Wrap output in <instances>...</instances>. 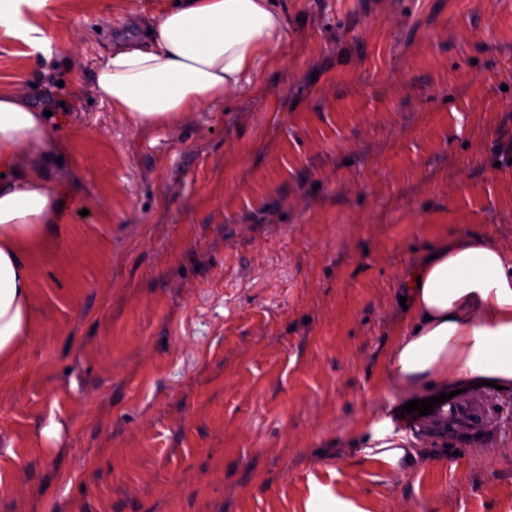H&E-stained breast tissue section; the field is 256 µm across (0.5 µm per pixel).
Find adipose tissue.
<instances>
[{
    "instance_id": "obj_1",
    "label": "adipose tissue",
    "mask_w": 512,
    "mask_h": 512,
    "mask_svg": "<svg viewBox=\"0 0 512 512\" xmlns=\"http://www.w3.org/2000/svg\"><path fill=\"white\" fill-rule=\"evenodd\" d=\"M49 0H0V31L34 51L47 45L24 19ZM284 19L272 0H170L146 48L112 52L95 87L113 111L149 130L249 81L280 44ZM61 120L23 94L0 95V368L8 366L32 320L29 253L63 215L49 167L68 152ZM34 161L17 165L20 153ZM433 260L411 276L403 328L387 362L403 392L492 381L512 391V257L485 238L440 239Z\"/></svg>"
}]
</instances>
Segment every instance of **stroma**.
<instances>
[{
    "instance_id": "1",
    "label": "stroma",
    "mask_w": 512,
    "mask_h": 512,
    "mask_svg": "<svg viewBox=\"0 0 512 512\" xmlns=\"http://www.w3.org/2000/svg\"><path fill=\"white\" fill-rule=\"evenodd\" d=\"M168 0H52L0 92L60 116L74 203L30 255L0 374V512H512V391L456 441L405 425L387 359L441 236L512 255V0H275L284 37L225 98L139 130L95 91ZM58 441L45 443L48 422ZM370 441L376 449H388L381 453L396 463L406 455H413V448H391L394 443L388 438L393 436V426L389 418L382 417L372 421L369 425Z\"/></svg>"
}]
</instances>
